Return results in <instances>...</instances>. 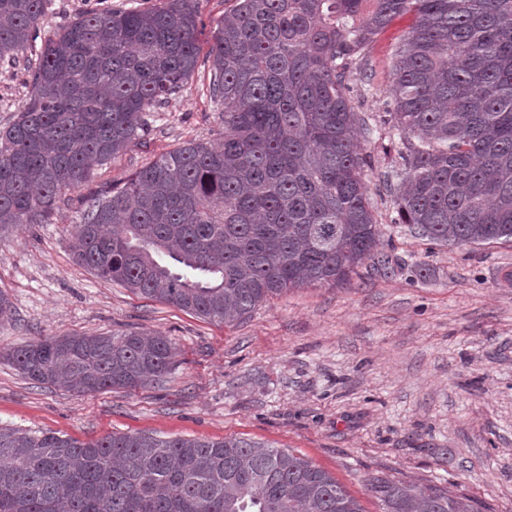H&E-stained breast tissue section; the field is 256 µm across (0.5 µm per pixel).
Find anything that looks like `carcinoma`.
Returning <instances> with one entry per match:
<instances>
[{"label": "carcinoma", "mask_w": 512, "mask_h": 512, "mask_svg": "<svg viewBox=\"0 0 512 512\" xmlns=\"http://www.w3.org/2000/svg\"><path fill=\"white\" fill-rule=\"evenodd\" d=\"M196 0L105 2L34 44L45 0H0V64L28 101L0 131V239L48 224L68 191L142 136L198 64ZM383 181L398 223L436 244L512 241V0H237L210 49L223 140L188 142L84 201L74 261L106 282L224 324L291 288L350 281L382 230L348 78L395 19ZM168 337L40 336L8 359L31 383L96 394L160 382ZM381 512H479L387 475ZM0 512H364L325 470L243 437L112 434L79 442L0 427Z\"/></svg>", "instance_id": "cac0c4a2"}]
</instances>
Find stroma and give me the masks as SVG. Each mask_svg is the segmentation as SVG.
Returning a JSON list of instances; mask_svg holds the SVG:
<instances>
[{
	"instance_id": "1",
	"label": "stroma",
	"mask_w": 512,
	"mask_h": 512,
	"mask_svg": "<svg viewBox=\"0 0 512 512\" xmlns=\"http://www.w3.org/2000/svg\"><path fill=\"white\" fill-rule=\"evenodd\" d=\"M235 0H198L197 69L152 113L138 145L97 168L49 224L0 240V427L51 430L81 442L112 433L249 438L290 449L335 477L365 512L369 479L453 485L482 512H512V242L439 245L395 223L383 178L401 145L382 124L392 52L412 19L367 51L370 84L352 71L357 111L377 125L362 142L383 234L349 283L293 288L232 325L101 281L76 264L71 235L84 198L122 186L185 142H219L211 102L213 33ZM423 264L416 275L414 264ZM139 330L175 345L170 374L135 390L79 395L38 387L5 358L38 336Z\"/></svg>"
}]
</instances>
